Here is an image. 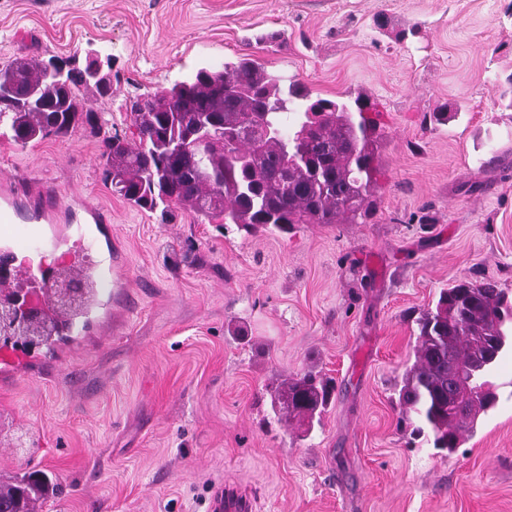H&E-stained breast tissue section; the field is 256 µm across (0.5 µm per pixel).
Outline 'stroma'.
I'll use <instances>...</instances> for the list:
<instances>
[{
	"label": "stroma",
	"mask_w": 512,
	"mask_h": 512,
	"mask_svg": "<svg viewBox=\"0 0 512 512\" xmlns=\"http://www.w3.org/2000/svg\"><path fill=\"white\" fill-rule=\"evenodd\" d=\"M90 51L112 65L110 96L79 90L98 127L26 146L1 127L0 175L111 211L144 301L121 339L0 383V485L46 472V512H207L221 483L254 512H512V350L454 454L411 440L397 395L441 288L512 295V0H0V67ZM244 54L379 103L366 223L248 232L113 194L100 130L131 135L130 100ZM443 104L462 111L439 124ZM307 372L336 383L308 430L271 404Z\"/></svg>",
	"instance_id": "obj_1"
}]
</instances>
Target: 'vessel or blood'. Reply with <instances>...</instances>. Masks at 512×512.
Wrapping results in <instances>:
<instances>
[{"instance_id":"obj_1","label":"vessel or blood","mask_w":512,"mask_h":512,"mask_svg":"<svg viewBox=\"0 0 512 512\" xmlns=\"http://www.w3.org/2000/svg\"><path fill=\"white\" fill-rule=\"evenodd\" d=\"M74 243L82 244L92 258L90 264L76 268V275L101 283L102 289L94 293L81 319L69 322L68 330L70 335L95 336L104 342L135 306L130 272L112 249L109 213L78 194L65 199L51 186L11 175L0 177V263L9 268L8 276L0 279L1 288H10L16 280L42 283L47 278L40 267L16 264L17 250L65 252ZM251 508L244 493L219 485L211 493L208 512H250Z\"/></svg>"}]
</instances>
